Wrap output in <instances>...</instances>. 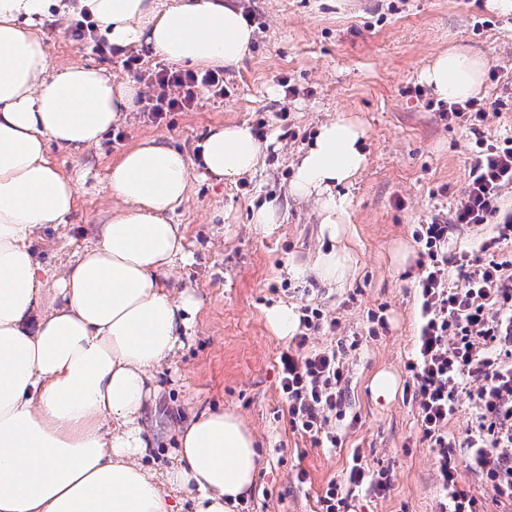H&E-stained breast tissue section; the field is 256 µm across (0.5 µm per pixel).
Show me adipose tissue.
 Listing matches in <instances>:
<instances>
[{
	"label": "adipose tissue",
	"instance_id": "adipose-tissue-1",
	"mask_svg": "<svg viewBox=\"0 0 512 512\" xmlns=\"http://www.w3.org/2000/svg\"><path fill=\"white\" fill-rule=\"evenodd\" d=\"M87 11L113 47L148 48L192 67H233L255 31L235 0H0V512H234L261 467L258 440L236 413L208 408L173 432L175 464L149 463L155 374L183 345L200 308L167 285L191 263L175 210L195 174L234 182L258 169L262 146L244 124L208 128L188 154L148 138L109 169L122 206L54 278L33 247L66 223L81 190L48 158L50 145H98L136 109L133 81L102 67L53 65L37 20ZM484 61L442 51L419 79L441 99L481 88ZM365 132L321 125L297 158L294 200L318 205L329 246L312 273L342 285L354 259L340 241L349 202L339 192L365 168Z\"/></svg>",
	"mask_w": 512,
	"mask_h": 512
}]
</instances>
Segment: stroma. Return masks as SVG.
<instances>
[{
	"instance_id": "obj_1",
	"label": "stroma",
	"mask_w": 512,
	"mask_h": 512,
	"mask_svg": "<svg viewBox=\"0 0 512 512\" xmlns=\"http://www.w3.org/2000/svg\"><path fill=\"white\" fill-rule=\"evenodd\" d=\"M256 38L238 66L225 69V94L201 96L189 112L155 121L132 112L96 146L79 152L50 146L49 158L85 183L69 221L40 232L35 247L45 268L61 273L92 241L115 201L103 185L112 162L136 140L160 137L192 151L209 127L267 121L264 164L234 183L195 176L177 208L192 264L169 277L195 292L201 307L191 336L157 373L161 387L156 461L172 465L171 423L221 405L243 417L260 442L262 464L236 512H321L330 482L345 484L352 455L384 470V497L352 494L356 512H441L445 500L435 454L421 443L414 407L405 399L404 365L415 352L418 246L414 225L449 210L464 193L475 159L468 124L447 122L432 92L412 94L429 59L460 46L496 67L481 96L500 101L481 130L486 139L512 134V12L489 0H237ZM73 17L39 22L53 63H84L124 78L122 59L92 51L70 30ZM298 88L284 101L281 80ZM288 109L294 137L281 136L277 115ZM352 117L365 130L367 165L346 187L351 206L345 244L356 271L329 287L310 271L328 244L317 206L287 195L292 166L320 124ZM279 204V222L266 233L251 224L250 207ZM406 258L395 261L398 250ZM284 303L294 311L322 309L336 329L312 334L306 351L343 348L348 369L346 414L329 428L342 444L327 448L294 430L280 389L278 357L290 337L275 335L266 312ZM388 328L369 337L370 314ZM395 379L388 397L374 390L377 374Z\"/></svg>"
}]
</instances>
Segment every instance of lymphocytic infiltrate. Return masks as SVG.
I'll use <instances>...</instances> for the list:
<instances>
[{
  "mask_svg": "<svg viewBox=\"0 0 512 512\" xmlns=\"http://www.w3.org/2000/svg\"><path fill=\"white\" fill-rule=\"evenodd\" d=\"M139 56L123 60L136 82L152 87L140 109L154 119L193 109L200 94L224 95L220 70L179 71L156 65L146 71ZM468 186L456 206L416 225L417 351L405 364L406 391L420 422V439L436 455L448 512H482L481 502L458 479L456 447L470 450V467L512 504V208L501 206L512 189V137L478 140ZM484 231L472 250H449L459 231ZM295 348L279 355L280 385L293 428L336 447L330 417L345 408L347 375L341 352L327 346L301 354L310 334L323 328L319 309L299 318ZM475 410L464 440L448 432L461 399Z\"/></svg>",
  "mask_w": 512,
  "mask_h": 512,
  "instance_id": "f902f5d3",
  "label": "lymphocytic infiltrate"
}]
</instances>
